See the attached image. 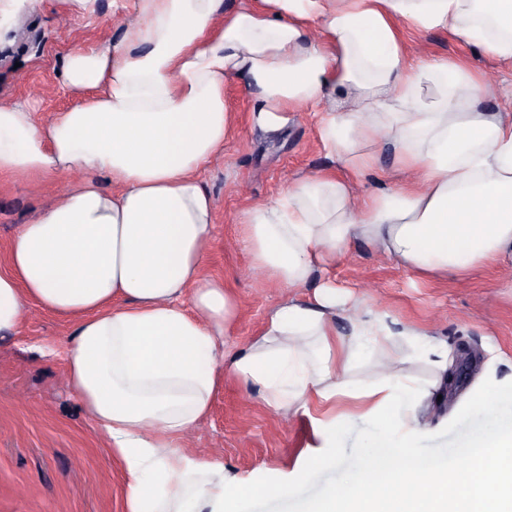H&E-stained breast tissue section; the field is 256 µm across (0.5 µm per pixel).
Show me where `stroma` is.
<instances>
[{"mask_svg":"<svg viewBox=\"0 0 512 512\" xmlns=\"http://www.w3.org/2000/svg\"><path fill=\"white\" fill-rule=\"evenodd\" d=\"M94 13L63 12L56 0H25L8 29L0 31V102H30L38 124L78 102L63 82L61 61L71 51L119 40L136 17V0H96ZM411 47L434 57L464 60L494 89L483 107H508L512 68L443 30L412 31ZM237 130L224 151L203 172L215 202V224L206 272L223 277L240 302L228 349L244 346L260 329L280 289L251 269L240 243V220L256 200L279 194L303 172L324 168L328 160L318 141L313 108L300 107L275 132L249 120L254 96L237 79L224 86ZM76 177L45 179L0 176V270L6 269L10 243L20 225L56 201ZM341 286L366 285L368 305L419 326L433 325L455 358L458 385L431 389L426 399L436 412L432 425L414 437L415 452L454 462L476 435L512 421V401L500 418L477 407L487 390L512 387V290L495 269L464 283L417 280L365 245L353 246L336 269ZM72 326L59 316L30 309L19 331L0 337V512H123L125 477L111 463L104 441L89 416L63 383L66 347ZM374 418L353 414L344 421L336 462L314 479L297 483L289 498L260 496L247 512H307L331 487L359 473L376 455ZM314 438L309 420L284 417L257 395L225 383L211 413L189 437L190 452L220 459L228 474L257 479L292 476Z\"/></svg>","mask_w":512,"mask_h":512,"instance_id":"1","label":"stroma"}]
</instances>
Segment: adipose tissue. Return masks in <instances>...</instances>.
Here are the masks:
<instances>
[{
  "instance_id": "1",
  "label": "adipose tissue",
  "mask_w": 512,
  "mask_h": 512,
  "mask_svg": "<svg viewBox=\"0 0 512 512\" xmlns=\"http://www.w3.org/2000/svg\"><path fill=\"white\" fill-rule=\"evenodd\" d=\"M136 11L120 47L64 58L81 99L52 122L0 104V175L79 176L13 238L0 333L33 306L71 322L66 384L126 475L123 512H246L255 496L292 494L293 483L230 477L222 461L184 452L227 381L277 412L323 410L320 448L296 481L333 466L337 400L380 418L373 468L314 512H506L512 423L475 438L455 466L416 455L409 436L428 418L400 346L436 367L440 386L455 380L448 347L431 328L346 306L331 273L359 243L429 280L512 270V114L483 108L482 75L412 56L403 37L449 30L512 62V0H137ZM230 78L252 90L250 122L264 130L315 106L335 162L246 210L251 267L285 294L232 353L239 300L205 272L215 206L200 177L235 131ZM339 93L355 111L337 110ZM386 151L397 179L357 195ZM359 361L376 380L357 392Z\"/></svg>"
}]
</instances>
